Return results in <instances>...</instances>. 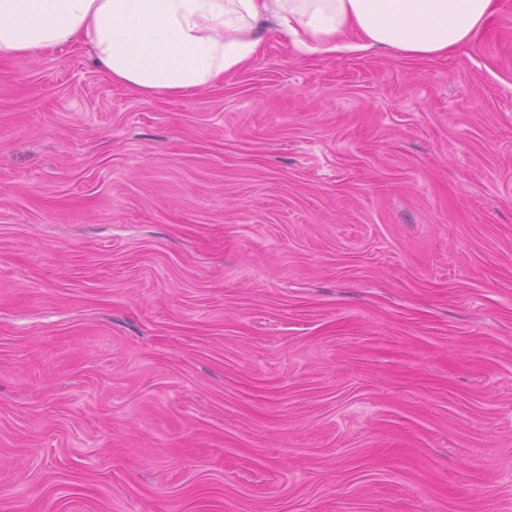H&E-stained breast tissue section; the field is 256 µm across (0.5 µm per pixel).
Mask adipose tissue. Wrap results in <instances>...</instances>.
<instances>
[{"label":"adipose tissue","instance_id":"1","mask_svg":"<svg viewBox=\"0 0 512 512\" xmlns=\"http://www.w3.org/2000/svg\"><path fill=\"white\" fill-rule=\"evenodd\" d=\"M494 10L495 0H0V58L79 44L114 82L183 96L256 59L270 21L305 49L427 59Z\"/></svg>","mask_w":512,"mask_h":512}]
</instances>
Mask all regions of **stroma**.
Masks as SVG:
<instances>
[{"label":"stroma","instance_id":"1","mask_svg":"<svg viewBox=\"0 0 512 512\" xmlns=\"http://www.w3.org/2000/svg\"><path fill=\"white\" fill-rule=\"evenodd\" d=\"M0 512H512V0L188 97L1 59Z\"/></svg>","mask_w":512,"mask_h":512}]
</instances>
